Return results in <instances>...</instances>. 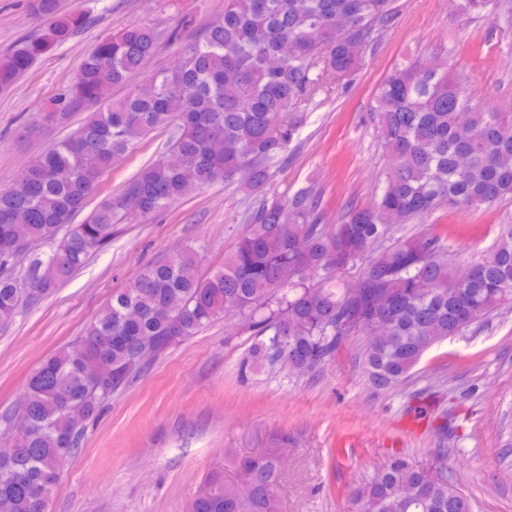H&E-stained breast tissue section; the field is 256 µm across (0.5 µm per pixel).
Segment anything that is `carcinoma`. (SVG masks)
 <instances>
[{"mask_svg": "<svg viewBox=\"0 0 512 512\" xmlns=\"http://www.w3.org/2000/svg\"><path fill=\"white\" fill-rule=\"evenodd\" d=\"M389 0H224V13L182 45L180 65L161 70L114 101L112 86L150 57L160 38L148 25L121 29L87 55L58 95L51 123L85 122L26 165L30 178L0 188V262L19 243H36L24 272L0 268V322L35 306L68 282L112 241L129 206L154 216L195 190L243 180L260 193L301 123L290 107L360 65L359 51L386 23ZM464 14L490 10L512 20V0H456ZM45 21L0 56V88L14 84L43 55L87 24L59 0H31ZM372 119L385 152L383 186L373 203L353 207L332 230L319 223L318 196L304 187L283 201L260 202L224 266L203 277L192 247L143 266L112 296L80 338L45 357L21 404L0 421L26 426L24 442L0 455V512H39L38 488H53L87 424L174 343L224 319L255 336L252 362L291 375L333 357L363 337L358 367L376 390L408 377L435 344L512 309V224L494 245L462 265L436 238L395 239L445 207L489 208L512 197V112L468 97L452 68H395L380 84ZM160 128L166 150L73 223L103 172ZM352 268V282L340 278ZM446 449L425 468L389 459L353 491L356 512H471L448 479ZM280 458L248 457L240 475L202 488L190 512H278Z\"/></svg>", "mask_w": 512, "mask_h": 512, "instance_id": "carcinoma-1", "label": "carcinoma"}]
</instances>
